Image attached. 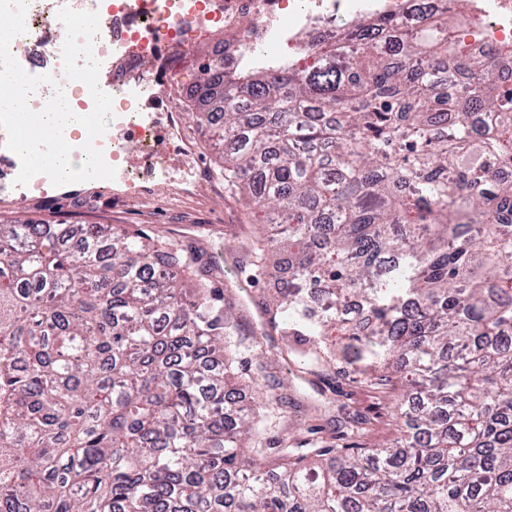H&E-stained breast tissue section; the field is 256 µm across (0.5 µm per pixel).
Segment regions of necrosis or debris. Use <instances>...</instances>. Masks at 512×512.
<instances>
[{"instance_id":"4bbe7bcc","label":"necrosis or debris","mask_w":512,"mask_h":512,"mask_svg":"<svg viewBox=\"0 0 512 512\" xmlns=\"http://www.w3.org/2000/svg\"><path fill=\"white\" fill-rule=\"evenodd\" d=\"M131 5L132 0H109L100 12L94 55L101 63L117 58L132 66L153 53L158 36H169L185 49L192 32L220 26L224 46L214 49L213 56L230 70L240 66L249 48L261 46L275 55L337 16L406 14L412 0H154L145 15L128 20L124 13ZM53 13V0H30L27 32L11 43L15 59L34 57L44 46L52 35L47 23ZM468 15L467 39L474 50L512 43V0H469Z\"/></svg>"}]
</instances>
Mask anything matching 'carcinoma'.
<instances>
[{
  "instance_id": "carcinoma-1",
  "label": "carcinoma",
  "mask_w": 512,
  "mask_h": 512,
  "mask_svg": "<svg viewBox=\"0 0 512 512\" xmlns=\"http://www.w3.org/2000/svg\"><path fill=\"white\" fill-rule=\"evenodd\" d=\"M414 0L291 63L201 65L224 171L265 213L243 251L283 263L268 324L402 397L397 434L262 441L241 404L224 293L139 230L0 224V512H512V49ZM339 332L336 349L327 337ZM283 449V462L265 463Z\"/></svg>"
}]
</instances>
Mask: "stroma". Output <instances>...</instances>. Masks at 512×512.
Here are the masks:
<instances>
[{
  "instance_id": "obj_1",
  "label": "stroma",
  "mask_w": 512,
  "mask_h": 512,
  "mask_svg": "<svg viewBox=\"0 0 512 512\" xmlns=\"http://www.w3.org/2000/svg\"><path fill=\"white\" fill-rule=\"evenodd\" d=\"M223 41L220 26L196 33L193 50L179 58L184 91L174 97L184 116L186 133L197 144L206 178L217 184L224 181L222 148L204 136L188 92L199 79L201 57L211 54ZM17 220L98 224L106 234L113 225L122 224L199 253L203 262L211 264V284L223 289L224 306L239 324L236 348L231 352L239 374L254 376L258 392L271 396L263 415L268 437L288 435L297 443L317 448L335 444L347 433L344 421L349 413L387 417V405L377 400L370 388L310 360L303 345L283 343L278 330H270L263 346L264 358H255L249 350L254 322L262 314L259 303L276 299L281 277L272 275L243 289L225 286L240 260L244 238L259 229L247 199L237 188L225 186L223 195L205 203L178 195L171 187L160 195L143 198L127 197L115 187L67 190L52 185L41 194H0V222Z\"/></svg>"
}]
</instances>
